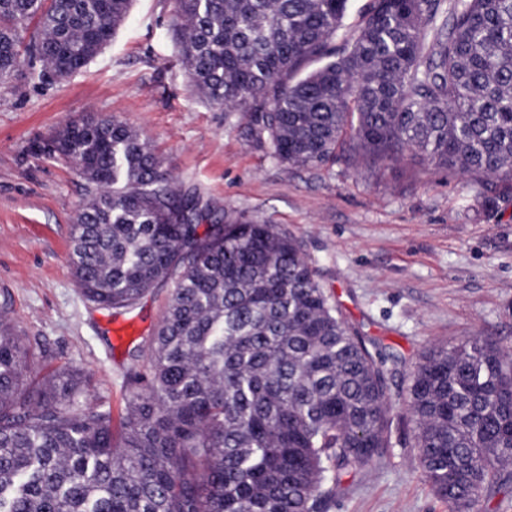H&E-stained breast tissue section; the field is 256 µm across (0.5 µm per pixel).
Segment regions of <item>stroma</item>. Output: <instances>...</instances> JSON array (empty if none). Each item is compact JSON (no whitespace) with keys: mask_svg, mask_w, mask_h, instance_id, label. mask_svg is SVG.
Masks as SVG:
<instances>
[{"mask_svg":"<svg viewBox=\"0 0 512 512\" xmlns=\"http://www.w3.org/2000/svg\"><path fill=\"white\" fill-rule=\"evenodd\" d=\"M173 0H133L110 44L64 80L20 81L0 93V293L42 356V370L76 367L90 378L83 404L112 412L122 442L173 279L123 318L140 332L113 344L110 311L79 292L69 263L73 224L86 200L74 167L42 153L51 130L94 113L148 139L182 186L233 215L288 231L327 293L365 335L408 363L435 344L490 337L512 349V198L482 209L480 184L404 161L377 172L340 157L323 167L273 159L241 113L220 112L189 86L169 31ZM324 512H448L418 452L393 448L344 476Z\"/></svg>","mask_w":512,"mask_h":512,"instance_id":"35a3bbf8","label":"stroma"}]
</instances>
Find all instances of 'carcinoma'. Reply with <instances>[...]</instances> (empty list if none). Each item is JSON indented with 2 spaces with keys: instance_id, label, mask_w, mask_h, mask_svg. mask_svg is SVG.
<instances>
[{
  "instance_id": "cac0c4a2",
  "label": "carcinoma",
  "mask_w": 512,
  "mask_h": 512,
  "mask_svg": "<svg viewBox=\"0 0 512 512\" xmlns=\"http://www.w3.org/2000/svg\"><path fill=\"white\" fill-rule=\"evenodd\" d=\"M174 0L190 87L241 112L271 156L407 158L463 173L495 208L512 194V0ZM132 0H0V92L72 73ZM44 151L86 184L69 262L82 295L134 309L177 275L112 442L87 377L39 379L0 303V512H319L341 477L393 447L389 376L405 364L330 300L297 240L177 185L149 142L109 116L74 119ZM413 447L448 512H473L512 466V350L430 347L407 372ZM371 0H351L349 9L343 19L342 32H351L357 29L365 20Z\"/></svg>"
}]
</instances>
